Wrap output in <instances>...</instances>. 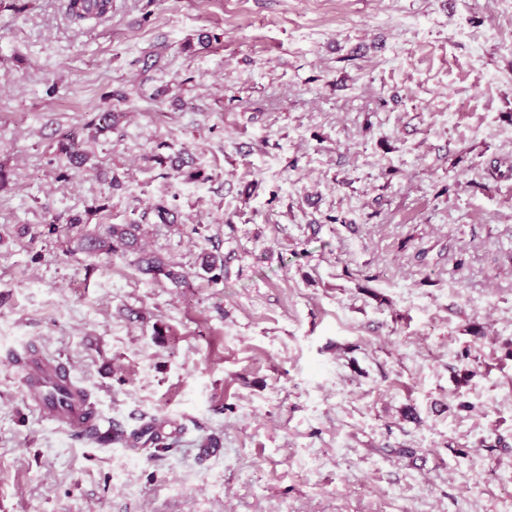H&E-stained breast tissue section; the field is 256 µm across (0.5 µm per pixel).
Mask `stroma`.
<instances>
[{"mask_svg": "<svg viewBox=\"0 0 512 512\" xmlns=\"http://www.w3.org/2000/svg\"><path fill=\"white\" fill-rule=\"evenodd\" d=\"M25 2L0 0V512H512V172L477 186L512 165V0H112L84 30ZM105 110L60 178L59 134ZM74 215L141 224L186 284L75 251ZM34 344L163 447L28 409Z\"/></svg>", "mask_w": 512, "mask_h": 512, "instance_id": "stroma-1", "label": "stroma"}]
</instances>
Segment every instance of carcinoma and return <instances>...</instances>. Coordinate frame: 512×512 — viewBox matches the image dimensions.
<instances>
[{
  "label": "carcinoma",
  "mask_w": 512,
  "mask_h": 512,
  "mask_svg": "<svg viewBox=\"0 0 512 512\" xmlns=\"http://www.w3.org/2000/svg\"><path fill=\"white\" fill-rule=\"evenodd\" d=\"M64 14L77 27L92 21H100L112 13V0H65ZM118 122V114L114 112H99L86 125L101 136L112 131ZM56 152L66 159V178L69 171H78L87 164L89 157L80 150L77 136L67 134L56 142ZM141 225L108 224L103 228L87 231L80 235L77 248L92 254H112L118 250L135 251L139 256L135 260L138 271L152 279L163 277L173 285L179 286L185 282L184 274L175 269L163 257L146 252L140 243ZM200 268L207 274L224 271V256L219 252L204 254Z\"/></svg>",
  "instance_id": "obj_1"
}]
</instances>
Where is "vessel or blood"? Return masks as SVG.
Masks as SVG:
<instances>
[{
  "label": "vessel or blood",
  "instance_id": "vessel-or-blood-1",
  "mask_svg": "<svg viewBox=\"0 0 512 512\" xmlns=\"http://www.w3.org/2000/svg\"><path fill=\"white\" fill-rule=\"evenodd\" d=\"M20 372L29 409L67 431L96 430L98 415L94 406L88 404L58 357L28 350Z\"/></svg>",
  "mask_w": 512,
  "mask_h": 512
}]
</instances>
